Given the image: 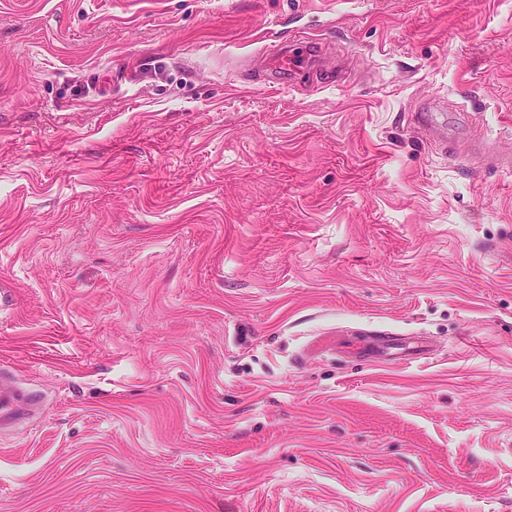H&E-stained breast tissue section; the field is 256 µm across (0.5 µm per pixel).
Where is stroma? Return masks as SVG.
Here are the masks:
<instances>
[{"label":"stroma","instance_id":"obj_1","mask_svg":"<svg viewBox=\"0 0 512 512\" xmlns=\"http://www.w3.org/2000/svg\"><path fill=\"white\" fill-rule=\"evenodd\" d=\"M511 151L512 0H0V512H512ZM289 41V55L282 50H274L268 54V64L278 70L284 75L293 76L298 69L300 64L304 61H310L313 54L312 52L317 51L320 48L319 43L310 40L302 39H290ZM302 59L301 63L300 60Z\"/></svg>","mask_w":512,"mask_h":512}]
</instances>
